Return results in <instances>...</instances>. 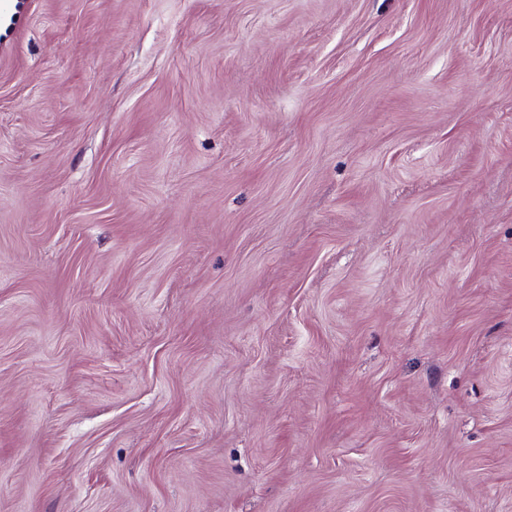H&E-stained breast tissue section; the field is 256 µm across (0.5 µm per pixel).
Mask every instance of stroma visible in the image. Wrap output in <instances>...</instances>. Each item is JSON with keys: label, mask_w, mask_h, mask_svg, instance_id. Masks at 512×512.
I'll use <instances>...</instances> for the list:
<instances>
[{"label": "stroma", "mask_w": 512, "mask_h": 512, "mask_svg": "<svg viewBox=\"0 0 512 512\" xmlns=\"http://www.w3.org/2000/svg\"><path fill=\"white\" fill-rule=\"evenodd\" d=\"M0 512H512V0H24Z\"/></svg>", "instance_id": "obj_1"}]
</instances>
